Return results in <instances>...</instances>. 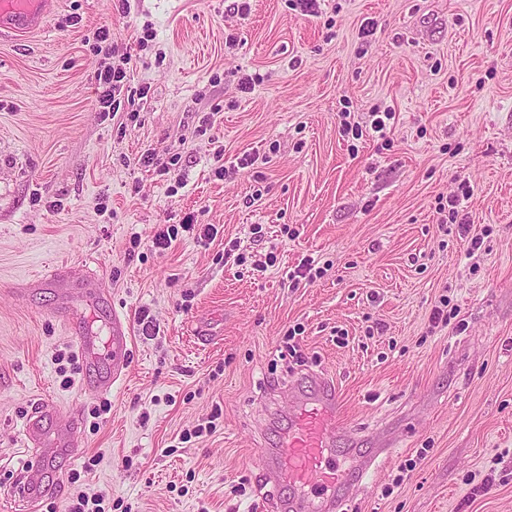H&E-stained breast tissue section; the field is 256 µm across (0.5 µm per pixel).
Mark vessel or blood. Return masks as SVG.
I'll use <instances>...</instances> for the list:
<instances>
[{"mask_svg":"<svg viewBox=\"0 0 512 512\" xmlns=\"http://www.w3.org/2000/svg\"><path fill=\"white\" fill-rule=\"evenodd\" d=\"M48 3L49 0H0V34L39 29ZM32 285L61 292L63 300L54 316L71 330L82 362L89 369L83 383L95 393L110 392L130 365L129 319L112 313L109 340L99 343L86 332L84 318L73 308L68 295L77 288L82 296L101 299L105 296L101 286L74 284L62 269L33 280ZM292 396L294 405L288 414L287 441L263 451L265 480L289 488L288 496L277 505L278 512H342L353 490L378 459L394 453L396 441L393 436H385L366 452L347 447L346 431L337 423L338 394L333 382L325 376L308 377L305 384L293 387ZM78 433V420L59 422L57 406L43 398L33 402L24 422L27 442L45 448L53 456L75 453ZM15 492L31 507L51 495L52 490L44 485L36 460H26Z\"/></svg>","mask_w":512,"mask_h":512,"instance_id":"vessel-or-blood-1","label":"vessel or blood"}]
</instances>
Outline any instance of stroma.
<instances>
[{
  "mask_svg": "<svg viewBox=\"0 0 512 512\" xmlns=\"http://www.w3.org/2000/svg\"><path fill=\"white\" fill-rule=\"evenodd\" d=\"M239 3L54 0L39 31L0 37V512H28L14 488L42 397L81 430L37 512L81 491L111 512H271L260 451L314 373L361 448L398 439L346 512H512V0H326L318 18ZM124 56L110 115L96 74ZM376 109L383 135H343V113ZM464 180L462 235L439 204ZM189 218L217 237L154 247ZM308 256L325 275L290 287ZM60 266L110 293L89 333L115 310L132 322L110 394L82 388L56 293L29 285ZM445 297L458 315L431 327ZM296 325L301 356L282 358Z\"/></svg>",
  "mask_w": 512,
  "mask_h": 512,
  "instance_id": "1",
  "label": "stroma"
}]
</instances>
